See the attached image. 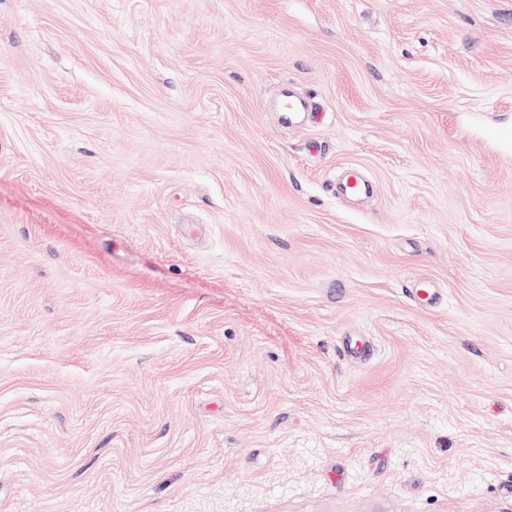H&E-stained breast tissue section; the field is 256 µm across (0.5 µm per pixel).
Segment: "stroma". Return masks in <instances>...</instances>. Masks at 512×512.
Masks as SVG:
<instances>
[{
	"label": "stroma",
	"instance_id": "obj_1",
	"mask_svg": "<svg viewBox=\"0 0 512 512\" xmlns=\"http://www.w3.org/2000/svg\"><path fill=\"white\" fill-rule=\"evenodd\" d=\"M489 127L512 0H0V512H512ZM339 190L346 195H357L369 193L371 187L361 168L357 165H350L344 170ZM407 298L417 305H435L441 300L440 292L427 280L411 283L405 288Z\"/></svg>",
	"mask_w": 512,
	"mask_h": 512
}]
</instances>
